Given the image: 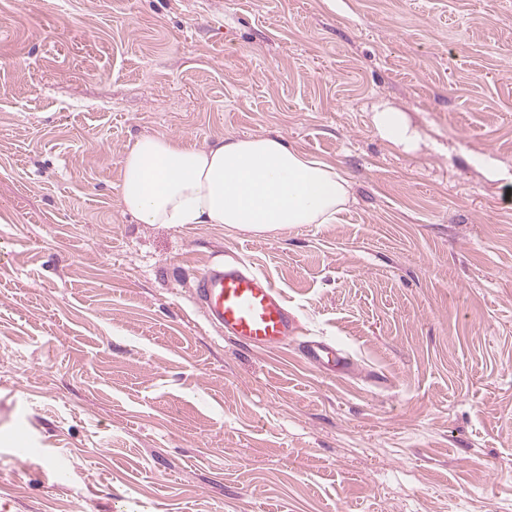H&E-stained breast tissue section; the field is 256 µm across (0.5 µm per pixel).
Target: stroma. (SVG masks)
Masks as SVG:
<instances>
[{"label": "stroma", "instance_id": "obj_1", "mask_svg": "<svg viewBox=\"0 0 512 512\" xmlns=\"http://www.w3.org/2000/svg\"><path fill=\"white\" fill-rule=\"evenodd\" d=\"M143 134L279 137L350 203L141 224ZM511 174L512 0H0V512H512ZM226 260L350 371L209 325ZM373 121L378 133L390 142L406 148L415 144L417 136L411 129L405 112L387 104H380L375 108Z\"/></svg>", "mask_w": 512, "mask_h": 512}]
</instances>
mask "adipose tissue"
I'll use <instances>...</instances> for the list:
<instances>
[{
	"label": "adipose tissue",
	"instance_id": "obj_1",
	"mask_svg": "<svg viewBox=\"0 0 512 512\" xmlns=\"http://www.w3.org/2000/svg\"><path fill=\"white\" fill-rule=\"evenodd\" d=\"M373 121L390 142L415 144L405 112L381 104ZM119 197L123 211L143 224H221L263 235L335 223L350 184L333 164L279 138L221 137L197 149L146 134L124 154Z\"/></svg>",
	"mask_w": 512,
	"mask_h": 512
}]
</instances>
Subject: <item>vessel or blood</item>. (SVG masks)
Masks as SVG:
<instances>
[{
    "label": "vessel or blood",
    "mask_w": 512,
    "mask_h": 512,
    "mask_svg": "<svg viewBox=\"0 0 512 512\" xmlns=\"http://www.w3.org/2000/svg\"><path fill=\"white\" fill-rule=\"evenodd\" d=\"M195 289L209 321L239 343L279 346L299 334L281 291L267 276L243 263L227 262L203 271L196 278ZM301 353L312 363L338 371L350 366L344 351L325 342H304Z\"/></svg>",
    "instance_id": "obj_1"
}]
</instances>
